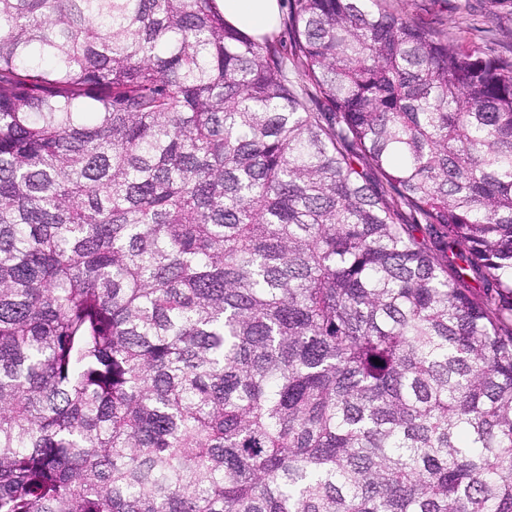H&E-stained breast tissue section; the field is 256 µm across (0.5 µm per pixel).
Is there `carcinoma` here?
<instances>
[{"label":"carcinoma","instance_id":"obj_1","mask_svg":"<svg viewBox=\"0 0 512 512\" xmlns=\"http://www.w3.org/2000/svg\"><path fill=\"white\" fill-rule=\"evenodd\" d=\"M286 26L0 0V512H512V59Z\"/></svg>","mask_w":512,"mask_h":512}]
</instances>
